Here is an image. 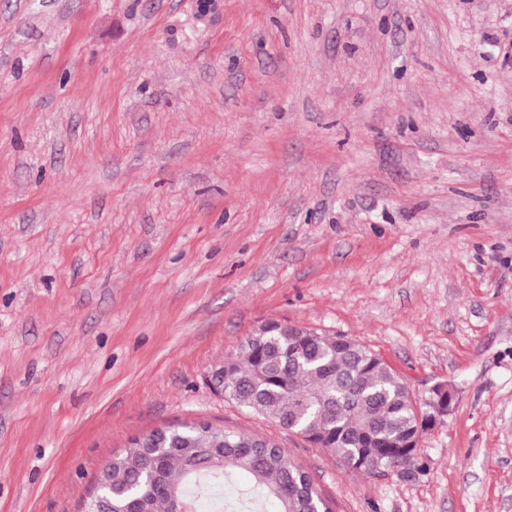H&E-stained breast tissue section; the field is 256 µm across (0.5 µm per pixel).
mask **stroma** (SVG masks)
I'll return each instance as SVG.
<instances>
[{
  "instance_id": "35a3bbf8",
  "label": "stroma",
  "mask_w": 512,
  "mask_h": 512,
  "mask_svg": "<svg viewBox=\"0 0 512 512\" xmlns=\"http://www.w3.org/2000/svg\"><path fill=\"white\" fill-rule=\"evenodd\" d=\"M271 320L452 385L424 475L212 392ZM197 421L333 512H512V0H0V512Z\"/></svg>"
}]
</instances>
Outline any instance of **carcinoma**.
Listing matches in <instances>:
<instances>
[{"label": "carcinoma", "mask_w": 512, "mask_h": 512, "mask_svg": "<svg viewBox=\"0 0 512 512\" xmlns=\"http://www.w3.org/2000/svg\"><path fill=\"white\" fill-rule=\"evenodd\" d=\"M224 396L283 429L314 436L342 465L368 475L396 462L416 479L418 416L404 380L369 348L343 335L292 336L286 326L260 327L222 362ZM224 452L213 456L192 424L171 426L160 439L156 483L147 461L130 448L108 463L109 484L94 489L84 512L106 500L112 512H184L212 500L224 482L247 479L241 508L271 499L277 512H331L303 467L278 444L221 427Z\"/></svg>", "instance_id": "cac0c4a2"}]
</instances>
